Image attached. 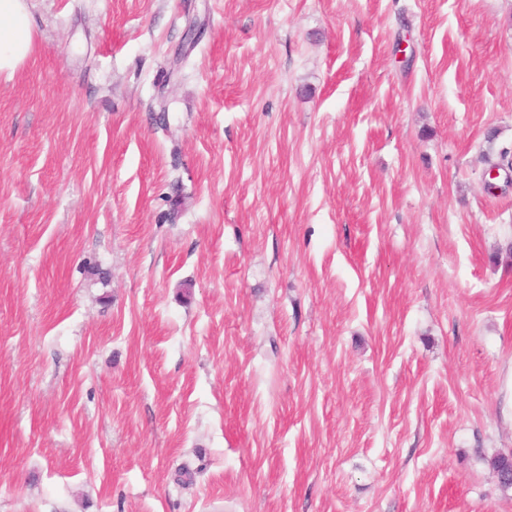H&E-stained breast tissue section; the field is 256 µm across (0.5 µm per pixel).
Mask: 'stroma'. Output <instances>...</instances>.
Wrapping results in <instances>:
<instances>
[{
	"instance_id": "35a3bbf8",
	"label": "stroma",
	"mask_w": 512,
	"mask_h": 512,
	"mask_svg": "<svg viewBox=\"0 0 512 512\" xmlns=\"http://www.w3.org/2000/svg\"><path fill=\"white\" fill-rule=\"evenodd\" d=\"M29 2L0 512H512V0Z\"/></svg>"
}]
</instances>
